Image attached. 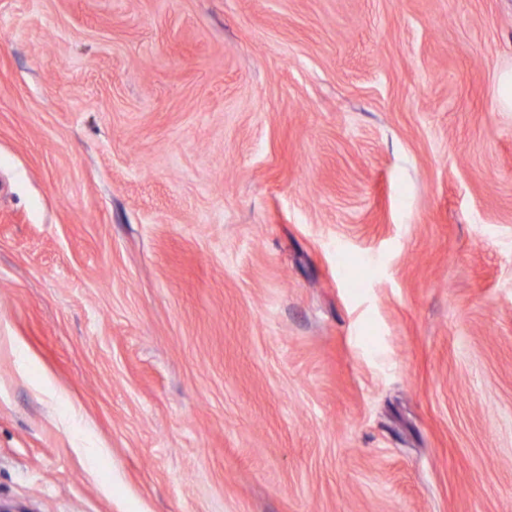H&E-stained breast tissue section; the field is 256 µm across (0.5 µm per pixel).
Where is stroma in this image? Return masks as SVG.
<instances>
[{"mask_svg": "<svg viewBox=\"0 0 512 512\" xmlns=\"http://www.w3.org/2000/svg\"><path fill=\"white\" fill-rule=\"evenodd\" d=\"M512 0H0V502L512 512Z\"/></svg>", "mask_w": 512, "mask_h": 512, "instance_id": "1", "label": "stroma"}]
</instances>
